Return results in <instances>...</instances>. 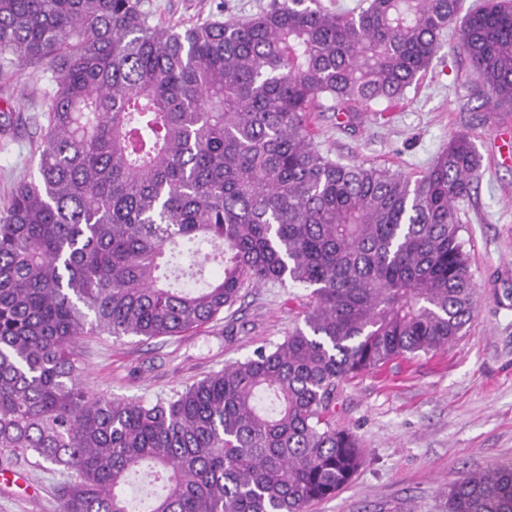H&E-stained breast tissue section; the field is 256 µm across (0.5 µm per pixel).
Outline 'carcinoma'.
<instances>
[{"label": "carcinoma", "mask_w": 512, "mask_h": 512, "mask_svg": "<svg viewBox=\"0 0 512 512\" xmlns=\"http://www.w3.org/2000/svg\"><path fill=\"white\" fill-rule=\"evenodd\" d=\"M458 0H271L244 21L153 25L142 0H0V61L50 64L37 171L0 210V455L75 473L61 512H305L363 461L332 404L347 379L440 350L475 311L457 134L418 179L343 165L311 112L348 120L427 70ZM460 46L512 106V0ZM222 268L205 278L206 264ZM311 289L303 325L155 403L92 393L84 336H177L244 288ZM448 512H512V460L448 488Z\"/></svg>", "instance_id": "obj_1"}]
</instances>
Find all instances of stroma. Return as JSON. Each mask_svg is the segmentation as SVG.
Listing matches in <instances>:
<instances>
[{
    "label": "stroma",
    "mask_w": 512,
    "mask_h": 512,
    "mask_svg": "<svg viewBox=\"0 0 512 512\" xmlns=\"http://www.w3.org/2000/svg\"><path fill=\"white\" fill-rule=\"evenodd\" d=\"M270 0H142L152 23L246 19ZM47 64L0 68V204L35 171L49 106ZM314 140L342 164L385 167L419 177L449 138L468 134L480 177L457 204L477 310L447 347L356 375L336 393L337 425L356 433L364 463L352 480L306 512H448V486L468 472L512 460V108L494 107L444 34L429 68L394 102L371 104L356 123L314 113ZM303 288H246L219 320L178 336H87L77 360L90 390L155 402L283 342L301 323ZM25 484H0V512H60L58 489L72 472L14 459Z\"/></svg>",
    "instance_id": "stroma-1"
}]
</instances>
